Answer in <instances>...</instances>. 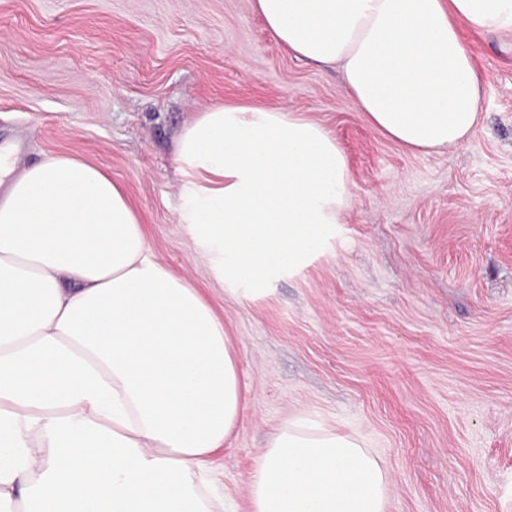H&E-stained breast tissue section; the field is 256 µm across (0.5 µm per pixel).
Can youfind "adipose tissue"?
I'll return each instance as SVG.
<instances>
[{
    "label": "adipose tissue",
    "instance_id": "adipose-tissue-1",
    "mask_svg": "<svg viewBox=\"0 0 512 512\" xmlns=\"http://www.w3.org/2000/svg\"><path fill=\"white\" fill-rule=\"evenodd\" d=\"M297 58L340 65L354 108L415 153L464 145L484 76L460 25L512 35V0H253ZM177 220L249 301L326 253L352 182L301 112L222 103L180 133ZM246 409L223 321L155 254L125 191L56 154L0 156V512H226L212 454ZM390 478L352 433L288 417L249 512H386Z\"/></svg>",
    "mask_w": 512,
    "mask_h": 512
}]
</instances>
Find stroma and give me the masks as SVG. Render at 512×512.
Masks as SVG:
<instances>
[{"instance_id":"1","label":"stroma","mask_w":512,"mask_h":512,"mask_svg":"<svg viewBox=\"0 0 512 512\" xmlns=\"http://www.w3.org/2000/svg\"><path fill=\"white\" fill-rule=\"evenodd\" d=\"M484 73L468 144L417 154L374 129L335 66L296 59L252 0H0V144L119 183L152 248L223 319L247 386L211 464L249 512L259 450L305 412L384 463L387 512H512V51L463 29ZM329 130L352 175L329 255L242 302L178 224L175 140L216 102Z\"/></svg>"}]
</instances>
